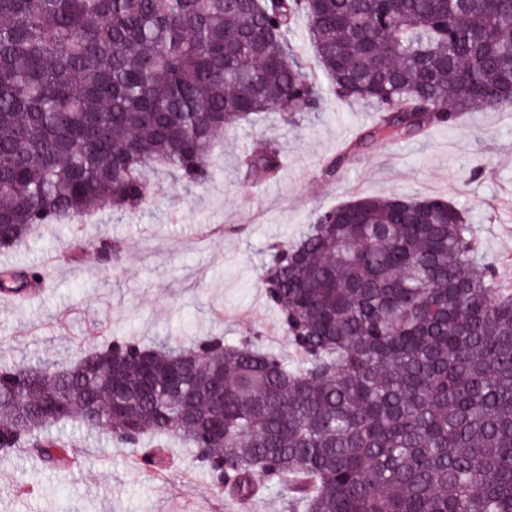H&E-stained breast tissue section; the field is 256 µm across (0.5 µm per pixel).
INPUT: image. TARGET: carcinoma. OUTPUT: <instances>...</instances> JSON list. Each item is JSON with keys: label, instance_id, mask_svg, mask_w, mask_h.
I'll return each instance as SVG.
<instances>
[{"label": "carcinoma", "instance_id": "obj_1", "mask_svg": "<svg viewBox=\"0 0 512 512\" xmlns=\"http://www.w3.org/2000/svg\"><path fill=\"white\" fill-rule=\"evenodd\" d=\"M300 16L333 92L379 112L362 143L512 105V0H0V249L61 216L136 212L148 167L202 186L221 137L317 110L288 43ZM281 164L268 139L237 158L254 182ZM37 278L6 271L0 292ZM261 285L300 364L214 334L1 366L0 450L62 467L51 429L77 419L145 472L185 448L245 505L274 490L294 512H512V288L466 206L319 211Z\"/></svg>", "mask_w": 512, "mask_h": 512}]
</instances>
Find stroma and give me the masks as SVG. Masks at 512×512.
I'll use <instances>...</instances> for the list:
<instances>
[{
  "label": "stroma",
  "instance_id": "obj_1",
  "mask_svg": "<svg viewBox=\"0 0 512 512\" xmlns=\"http://www.w3.org/2000/svg\"><path fill=\"white\" fill-rule=\"evenodd\" d=\"M314 76L319 109L288 124L269 113L237 129L217 152L206 185L187 191L157 172L160 191L139 213L57 224L0 252V270L36 267L47 279L21 297L0 294V367L38 357L65 363L117 338H240L255 331L262 347L296 362L261 288L264 255L296 238L316 211L359 195L464 204L488 255L512 254V108L472 111L422 138L357 148V134L376 120L375 107L337 97L322 71ZM261 138L277 140L288 164L254 183L236 159ZM332 164L338 170L326 176ZM100 236L124 249L108 275L86 253ZM65 432L76 451L60 468L45 467L24 448L0 453V512H238L207 471L188 463L185 450L148 477L132 449L106 448L105 436L75 424Z\"/></svg>",
  "mask_w": 512,
  "mask_h": 512
}]
</instances>
